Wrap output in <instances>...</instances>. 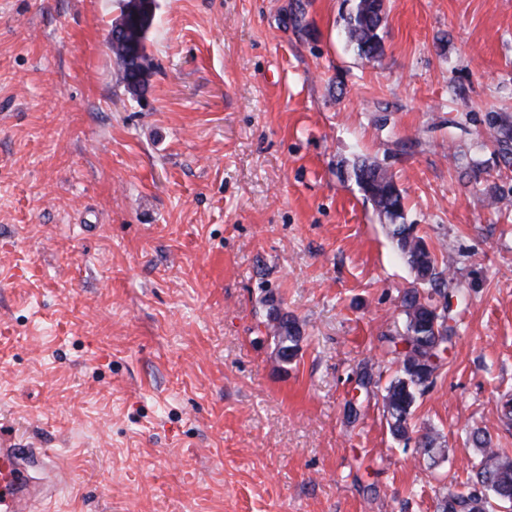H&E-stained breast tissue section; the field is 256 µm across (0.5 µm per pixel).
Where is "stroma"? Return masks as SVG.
<instances>
[{"label":"stroma","instance_id":"1","mask_svg":"<svg viewBox=\"0 0 512 512\" xmlns=\"http://www.w3.org/2000/svg\"><path fill=\"white\" fill-rule=\"evenodd\" d=\"M117 3L0 0V440L64 474L36 512H438L474 430L512 457V0H385L371 60L354 0H157L139 97ZM360 155L467 291L412 416L432 458L383 415L416 281ZM385 0H357L354 10L344 19L346 40L361 58L380 55L383 45L378 30L385 18ZM490 135L499 147L505 161L509 164L512 162V128L506 127L504 123L495 120L489 125ZM275 350L282 365L288 366L299 355L301 350L300 329L295 320L288 318V313L282 314L277 327L272 326Z\"/></svg>","mask_w":512,"mask_h":512}]
</instances>
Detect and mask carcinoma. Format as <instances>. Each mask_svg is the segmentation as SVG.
<instances>
[{
	"mask_svg": "<svg viewBox=\"0 0 512 512\" xmlns=\"http://www.w3.org/2000/svg\"><path fill=\"white\" fill-rule=\"evenodd\" d=\"M385 0H357L354 10L345 18L346 40L356 48L360 57L372 59L380 55L383 45L378 30L385 18ZM156 0H120L119 15L112 20L110 29L122 28L133 19L137 23L129 37L115 41L110 50L118 66L119 84L133 97L143 94L152 75L147 52L149 35L154 28ZM490 135L506 162H512V128L494 121L489 125ZM355 181L368 201L379 212H385L399 223L388 227V234L396 245L400 257L415 272L416 280L429 288L422 296L419 289L406 291L402 298L405 316V334L392 336L394 345L407 343L410 352L400 374L387 386L384 413L391 434L405 442L415 441L420 452L433 457L442 453L437 439L429 432L412 437V407L417 393L433 382L440 365L433 363L435 352L444 343L452 342L454 327L448 324L452 302L462 303L466 293L448 295L447 270L438 269L437 260L416 233L415 225L405 224L404 196L393 177L377 162L367 158L354 161ZM445 300L437 310L433 296ZM277 356L283 365L292 363L301 350L300 329L295 320L283 314L272 327ZM473 444L482 449L486 460L475 473L471 490L452 493L441 501V512H490L491 501L512 503V458L492 448L491 439L479 430L472 432Z\"/></svg>",
	"mask_w": 512,
	"mask_h": 512,
	"instance_id": "1",
	"label": "carcinoma"
}]
</instances>
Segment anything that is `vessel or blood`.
Instances as JSON below:
<instances>
[{"mask_svg":"<svg viewBox=\"0 0 512 512\" xmlns=\"http://www.w3.org/2000/svg\"><path fill=\"white\" fill-rule=\"evenodd\" d=\"M47 455L37 448L0 446V512H28L36 499L50 495L42 473Z\"/></svg>","mask_w":512,"mask_h":512,"instance_id":"vessel-or-blood-1","label":"vessel or blood"}]
</instances>
